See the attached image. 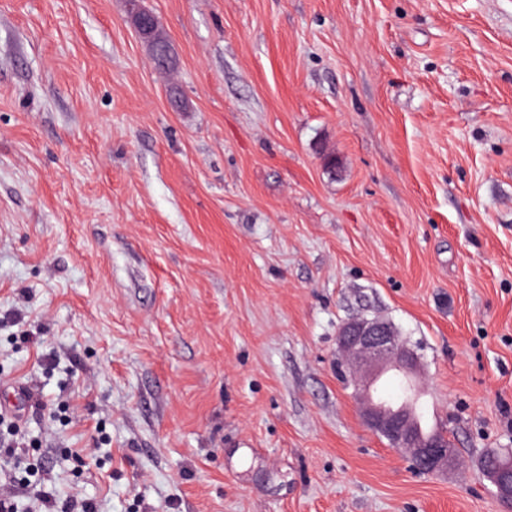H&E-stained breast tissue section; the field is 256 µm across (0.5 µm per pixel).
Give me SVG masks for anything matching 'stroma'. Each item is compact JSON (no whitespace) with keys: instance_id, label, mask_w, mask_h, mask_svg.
<instances>
[{"instance_id":"stroma-1","label":"stroma","mask_w":512,"mask_h":512,"mask_svg":"<svg viewBox=\"0 0 512 512\" xmlns=\"http://www.w3.org/2000/svg\"><path fill=\"white\" fill-rule=\"evenodd\" d=\"M0 0V403L25 495L98 512H503L512 0ZM18 311L20 324L7 322ZM392 323L419 476L337 336ZM130 21L148 50L151 64L155 68H166L170 56L167 46L158 37L161 28L156 17L151 12L131 11ZM338 342L351 377L367 373L364 391L358 394L364 424L387 440L389 447L402 452L421 475H436L451 469L456 462L454 448L448 446L447 431L425 436L418 426L416 408L407 400L415 394L413 376L420 372L418 354L399 342L393 327L378 320L355 319L339 331ZM395 370L406 379V394L400 405L392 407L375 401L374 382L385 372Z\"/></svg>"}]
</instances>
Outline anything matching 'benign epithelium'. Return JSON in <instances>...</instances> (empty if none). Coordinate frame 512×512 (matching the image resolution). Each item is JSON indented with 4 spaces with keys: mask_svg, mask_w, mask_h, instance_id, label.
<instances>
[{
    "mask_svg": "<svg viewBox=\"0 0 512 512\" xmlns=\"http://www.w3.org/2000/svg\"><path fill=\"white\" fill-rule=\"evenodd\" d=\"M131 24L145 44L151 64L165 68L170 61L167 46L159 39V23L150 12L133 11ZM338 342L345 357V367L352 377L368 374L364 391L358 394L364 424L387 440L389 447L402 452L421 475H436L451 469L455 450L448 446V433L438 430L425 436L418 426L416 408L403 400L396 407L376 401L371 395L374 382L385 372L395 370L406 379V395L415 393L413 377L420 372V359L411 348L402 345L393 327L378 320L355 319L339 331ZM505 512H512V464L500 470L494 480Z\"/></svg>",
    "mask_w": 512,
    "mask_h": 512,
    "instance_id": "1",
    "label": "benign epithelium"
}]
</instances>
